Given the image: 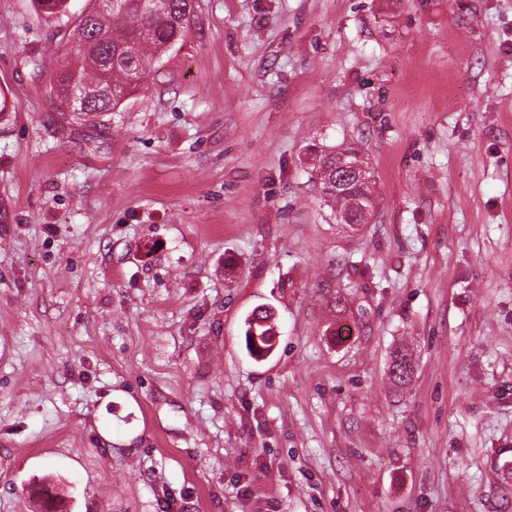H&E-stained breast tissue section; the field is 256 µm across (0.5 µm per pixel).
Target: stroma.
<instances>
[{"label": "stroma", "instance_id": "35a3bbf8", "mask_svg": "<svg viewBox=\"0 0 512 512\" xmlns=\"http://www.w3.org/2000/svg\"><path fill=\"white\" fill-rule=\"evenodd\" d=\"M58 40L0 0V512H512V0H198L87 121ZM326 150H331V154H327ZM336 163L340 167V176L354 178L363 188L367 201L372 205L371 212L374 213L376 208L373 191L374 176L367 159L362 154L355 152L340 157L336 162V146L324 149L322 157L315 156L313 165L322 188L336 183ZM331 206L345 215L352 224H364L363 202L354 188L336 194V191L327 197Z\"/></svg>", "mask_w": 512, "mask_h": 512}]
</instances>
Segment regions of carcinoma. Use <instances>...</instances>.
Returning a JSON list of instances; mask_svg holds the SVG:
<instances>
[{"instance_id":"carcinoma-1","label":"carcinoma","mask_w":512,"mask_h":512,"mask_svg":"<svg viewBox=\"0 0 512 512\" xmlns=\"http://www.w3.org/2000/svg\"><path fill=\"white\" fill-rule=\"evenodd\" d=\"M33 3L48 22L60 23L67 16V0ZM195 16L196 0H117L110 15L92 5L64 36L52 91L68 108L71 95H78L82 119L117 111L146 86L151 64L183 41ZM314 169L321 187L336 183V148L315 157ZM328 201L351 223L365 222L355 189L334 193Z\"/></svg>"}]
</instances>
